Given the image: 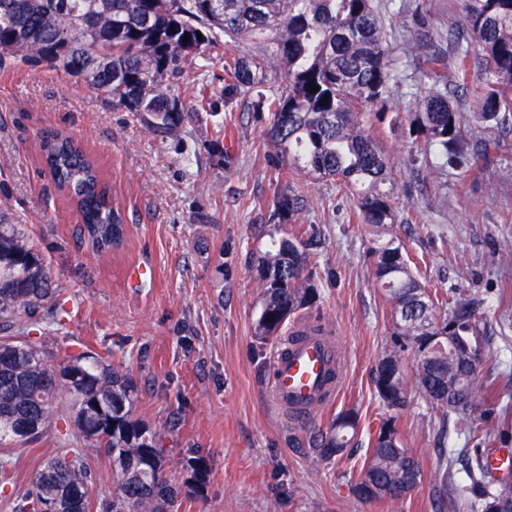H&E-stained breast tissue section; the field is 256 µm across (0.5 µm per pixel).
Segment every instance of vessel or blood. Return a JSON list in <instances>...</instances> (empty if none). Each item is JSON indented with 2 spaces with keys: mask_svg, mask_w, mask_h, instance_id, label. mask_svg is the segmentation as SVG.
Returning <instances> with one entry per match:
<instances>
[{
  "mask_svg": "<svg viewBox=\"0 0 512 512\" xmlns=\"http://www.w3.org/2000/svg\"><path fill=\"white\" fill-rule=\"evenodd\" d=\"M339 384V348L335 337L298 328L297 337L283 344L273 365L272 396L293 420L314 417L331 401Z\"/></svg>",
  "mask_w": 512,
  "mask_h": 512,
  "instance_id": "vessel-or-blood-1",
  "label": "vessel or blood"
}]
</instances>
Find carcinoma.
Wrapping results in <instances>:
<instances>
[{
	"instance_id": "1",
	"label": "carcinoma",
	"mask_w": 512,
	"mask_h": 512,
	"mask_svg": "<svg viewBox=\"0 0 512 512\" xmlns=\"http://www.w3.org/2000/svg\"><path fill=\"white\" fill-rule=\"evenodd\" d=\"M464 25L484 61L485 83L475 96L476 117L501 127L512 125V0H464ZM202 38H197V34ZM259 41L256 53L224 63V91L250 100L267 113L272 166L285 187L274 200L271 217L279 224L296 220L306 200L291 186L297 176L335 180L352 190L358 220L387 226L397 223L396 178L392 162L370 133L381 119L394 85L391 48L373 0H0V66L12 59L46 64L80 79L113 107L137 117L162 139L180 134L186 119L211 112L207 98L199 111L186 112L170 80L191 60L204 55L220 37ZM284 75L280 94L260 87L273 73ZM421 76L440 82L445 75L436 58H422ZM319 87L308 92L310 85ZM409 133L423 141L443 164L468 172L478 160L464 142L459 116L448 95H423L409 122ZM39 155L56 187L75 206L81 233L98 253L122 244L123 218L94 160L72 136L48 130L39 137ZM325 244L310 227L270 237L251 255L260 275V311L255 334L276 338L286 322L316 298L310 257ZM377 285L393 304L391 349L373 372L376 397L393 415L379 427L397 429V415L409 405L411 391L426 402L448 434V417L465 416L482 392L471 363L483 362L486 328L481 301L465 299L440 319L439 298L417 278L403 241L391 236L372 243ZM63 308L43 254L0 213V445L22 446L42 435L56 419L57 395L70 396L68 423L82 421L79 448L45 457L32 478L25 512H170L178 491L163 475L165 455L148 425L134 417L130 379L109 357L79 351L57 361L43 336L25 329L21 316L58 321ZM447 339L431 341L435 325ZM412 350L414 369L405 366ZM353 409L336 414L326 431L312 432L315 458L342 457L357 431ZM105 453L115 475L113 493L90 500L88 459ZM488 454L478 448L469 477L479 495L471 512H512L499 508L502 488L492 475ZM423 471L402 439L377 441L351 483L364 502L402 503L406 497L378 492L364 495L365 483L380 487L407 483L415 489Z\"/></svg>"
}]
</instances>
